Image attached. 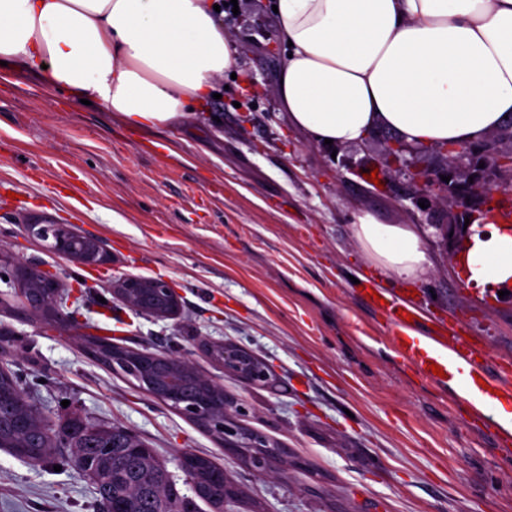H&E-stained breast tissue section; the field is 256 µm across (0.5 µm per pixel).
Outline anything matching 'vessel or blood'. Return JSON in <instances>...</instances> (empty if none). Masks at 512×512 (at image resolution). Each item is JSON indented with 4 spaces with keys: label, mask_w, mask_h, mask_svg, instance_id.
Returning a JSON list of instances; mask_svg holds the SVG:
<instances>
[{
    "label": "vessel or blood",
    "mask_w": 512,
    "mask_h": 512,
    "mask_svg": "<svg viewBox=\"0 0 512 512\" xmlns=\"http://www.w3.org/2000/svg\"><path fill=\"white\" fill-rule=\"evenodd\" d=\"M366 306L380 312L391 331L390 342L403 361L435 385H462L477 390L483 403L512 404V366H492L486 346L467 340L456 329L412 335V323L405 314L415 313L412 301L394 295L385 296L382 302L366 299ZM439 366L441 375H434L432 366Z\"/></svg>",
    "instance_id": "obj_1"
}]
</instances>
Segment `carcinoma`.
Here are the masks:
<instances>
[{"label": "carcinoma", "mask_w": 512, "mask_h": 512, "mask_svg": "<svg viewBox=\"0 0 512 512\" xmlns=\"http://www.w3.org/2000/svg\"><path fill=\"white\" fill-rule=\"evenodd\" d=\"M461 150L471 154L478 165L488 158H502L511 163L512 120L501 127L496 138L464 144ZM421 153L430 155L446 168L458 155V151L445 146L424 147ZM470 176V170L460 172L455 181L457 190H449L448 208H462L453 216L458 224L482 220L483 206L490 200L485 191L476 189L478 180L471 181ZM85 344L88 352L104 365L133 378L140 388L163 399L164 394L150 385L167 383L173 376L170 364L178 358L155 354L144 359L127 350V364L123 366L112 362V343L108 339L89 336ZM207 383V378L191 369L190 374L180 378L179 398L170 400L171 407L177 410L194 404ZM267 441L268 437L251 431L249 436L241 438V452L248 456L265 455L264 470L286 464L282 456L268 448ZM53 448L71 449L67 462L92 481L99 498L109 501L115 512H198L195 503L169 482L165 465L147 443L121 426L80 417L70 419L59 428L52 427L33 409L19 377L0 367V449L16 458L37 463L44 461ZM182 469L189 483L195 486L196 496L213 512H224V503L241 502L246 498L230 476L224 481V495L215 494L217 478L224 470L206 457L185 453Z\"/></svg>", "instance_id": "cac0c4a2"}]
</instances>
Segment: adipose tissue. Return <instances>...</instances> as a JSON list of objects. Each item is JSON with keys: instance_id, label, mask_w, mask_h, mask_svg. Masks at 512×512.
<instances>
[{"instance_id": "obj_1", "label": "adipose tissue", "mask_w": 512, "mask_h": 512, "mask_svg": "<svg viewBox=\"0 0 512 512\" xmlns=\"http://www.w3.org/2000/svg\"><path fill=\"white\" fill-rule=\"evenodd\" d=\"M217 0H0V79L24 73L124 123L188 120L236 67ZM289 59L276 95L316 144L394 130L408 143L487 138L512 114V0H269ZM352 232L383 275L416 280L413 225L356 216ZM468 286L512 287V228L473 227L458 257Z\"/></svg>"}]
</instances>
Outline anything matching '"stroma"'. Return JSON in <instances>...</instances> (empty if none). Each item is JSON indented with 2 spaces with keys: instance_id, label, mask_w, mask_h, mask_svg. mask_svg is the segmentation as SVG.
<instances>
[{
  "instance_id": "obj_1",
  "label": "stroma",
  "mask_w": 512,
  "mask_h": 512,
  "mask_svg": "<svg viewBox=\"0 0 512 512\" xmlns=\"http://www.w3.org/2000/svg\"><path fill=\"white\" fill-rule=\"evenodd\" d=\"M226 31L241 47L235 77L179 125L144 131L101 106L72 102L25 74L0 80V270L37 263L83 304L65 327L12 304L0 281V366L18 374L53 425L77 415L117 424L154 448L180 493L182 452L213 459L266 512H512V449L475 427L454 389L432 385L392 349L381 315L355 293L361 279L415 290L424 310L512 361V294L468 287L456 242L439 227L447 205L411 180L399 133L316 145L274 97L286 57L266 0H238ZM377 170L371 183L364 170ZM418 225L428 248L421 280H383L352 233L357 214ZM69 224L101 239L112 260L88 268L56 256L29 224ZM126 275L167 282L172 319L117 302ZM176 353L241 404L243 426L279 441L287 473L259 474L204 429L90 356L84 336ZM233 343L270 368L243 383L202 354ZM0 512H99L70 465H33L0 450Z\"/></svg>"
}]
</instances>
